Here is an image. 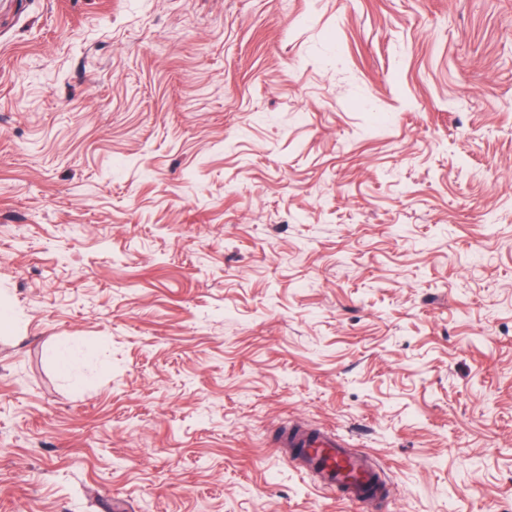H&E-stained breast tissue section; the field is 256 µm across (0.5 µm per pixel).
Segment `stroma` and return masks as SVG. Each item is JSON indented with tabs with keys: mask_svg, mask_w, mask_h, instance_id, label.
<instances>
[{
	"mask_svg": "<svg viewBox=\"0 0 512 512\" xmlns=\"http://www.w3.org/2000/svg\"><path fill=\"white\" fill-rule=\"evenodd\" d=\"M0 512L512 506V0H0ZM287 460L325 493L340 494L357 508L388 493L383 473L366 456L349 450L341 435H328L305 424L289 425L282 436Z\"/></svg>",
	"mask_w": 512,
	"mask_h": 512,
	"instance_id": "1",
	"label": "stroma"
}]
</instances>
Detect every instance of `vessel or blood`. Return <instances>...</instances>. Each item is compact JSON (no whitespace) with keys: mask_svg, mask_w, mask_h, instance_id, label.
Instances as JSON below:
<instances>
[{"mask_svg":"<svg viewBox=\"0 0 512 512\" xmlns=\"http://www.w3.org/2000/svg\"><path fill=\"white\" fill-rule=\"evenodd\" d=\"M287 458L322 491L364 506L388 492L383 473L366 456L351 452L340 435H328L304 424L288 426L282 436Z\"/></svg>","mask_w":512,"mask_h":512,"instance_id":"vessel-or-blood-1","label":"vessel or blood"}]
</instances>
